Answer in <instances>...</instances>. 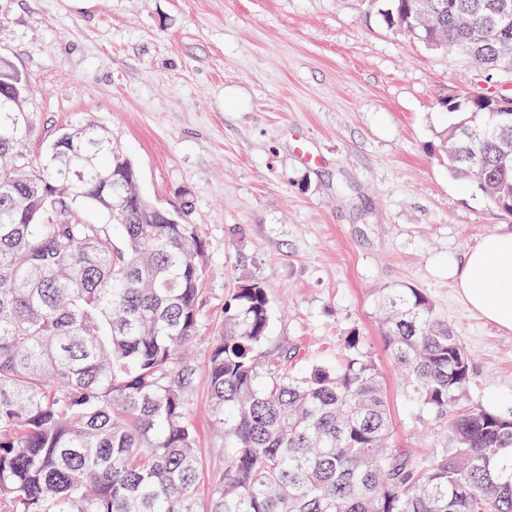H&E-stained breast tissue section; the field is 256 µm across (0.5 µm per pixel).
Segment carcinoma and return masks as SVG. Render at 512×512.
<instances>
[{
  "label": "carcinoma",
  "mask_w": 512,
  "mask_h": 512,
  "mask_svg": "<svg viewBox=\"0 0 512 512\" xmlns=\"http://www.w3.org/2000/svg\"><path fill=\"white\" fill-rule=\"evenodd\" d=\"M387 24L480 66L500 93L512 0H388ZM29 95L0 59V98ZM448 171L512 214V119L465 97L446 103ZM31 121L0 112V503L5 512H197L188 418L204 244L195 225L151 224L131 159L112 132L62 130L43 159ZM130 203L112 209V175ZM105 212L115 243L78 206ZM381 332L416 418L444 442L424 456L390 444L386 390L360 338L304 377L261 380L271 305L256 280L225 302L207 371L224 428L211 512H512V415L467 397L471 366L418 288L378 300Z\"/></svg>",
  "instance_id": "cac0c4a2"
}]
</instances>
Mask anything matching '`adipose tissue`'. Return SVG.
I'll use <instances>...</instances> for the list:
<instances>
[{"label":"adipose tissue","instance_id":"obj_1","mask_svg":"<svg viewBox=\"0 0 512 512\" xmlns=\"http://www.w3.org/2000/svg\"><path fill=\"white\" fill-rule=\"evenodd\" d=\"M448 277L472 310L512 331V230L482 236L449 263Z\"/></svg>","mask_w":512,"mask_h":512}]
</instances>
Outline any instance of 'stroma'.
<instances>
[{
    "instance_id": "stroma-1",
    "label": "stroma",
    "mask_w": 512,
    "mask_h": 512,
    "mask_svg": "<svg viewBox=\"0 0 512 512\" xmlns=\"http://www.w3.org/2000/svg\"><path fill=\"white\" fill-rule=\"evenodd\" d=\"M1 55L31 85L33 160L60 129L94 121L146 198L185 213L205 244L197 512L224 469L209 355L225 301L254 279L272 307L263 359L302 376L358 335L397 447L423 453L437 437L413 421L379 329L377 299L395 288L422 289L469 354L467 404L512 411V332L448 278L449 259L512 229L448 172L444 102L479 84L475 65L391 28L368 0H0Z\"/></svg>"
}]
</instances>
